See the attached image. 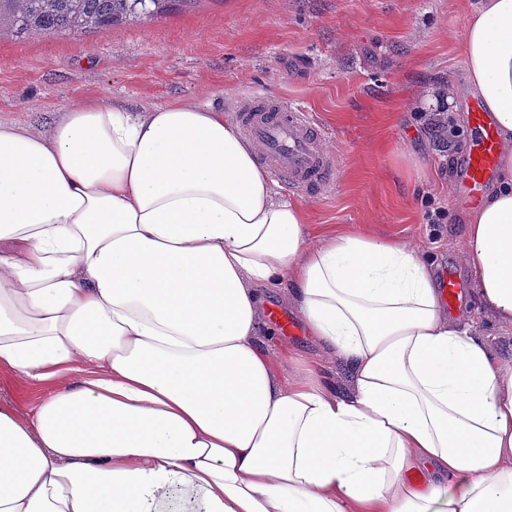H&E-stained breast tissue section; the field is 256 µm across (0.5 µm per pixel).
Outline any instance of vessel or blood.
<instances>
[{
  "instance_id": "vessel-or-blood-1",
  "label": "vessel or blood",
  "mask_w": 512,
  "mask_h": 512,
  "mask_svg": "<svg viewBox=\"0 0 512 512\" xmlns=\"http://www.w3.org/2000/svg\"><path fill=\"white\" fill-rule=\"evenodd\" d=\"M237 111L244 137L274 180L311 195L331 190L334 165L308 112L256 97L239 99ZM465 112L471 138L455 167L454 192L460 201L474 204L497 176L500 138L491 112L477 98L466 99ZM440 288L451 309L465 294L461 280L449 271L443 273Z\"/></svg>"
}]
</instances>
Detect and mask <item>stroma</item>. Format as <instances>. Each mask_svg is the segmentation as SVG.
I'll list each match as a JSON object with an SVG mask.
<instances>
[{
	"label": "stroma",
	"mask_w": 512,
	"mask_h": 512,
	"mask_svg": "<svg viewBox=\"0 0 512 512\" xmlns=\"http://www.w3.org/2000/svg\"><path fill=\"white\" fill-rule=\"evenodd\" d=\"M477 0H194L147 27L0 39V123L49 130L67 105L238 97L300 105L334 160L329 195L288 193L311 233L362 230L420 248L435 274L472 284L460 249L470 211L453 199L464 120L462 36ZM450 112L452 127L429 121ZM53 386L0 363V399L26 421Z\"/></svg>",
	"instance_id": "1"
}]
</instances>
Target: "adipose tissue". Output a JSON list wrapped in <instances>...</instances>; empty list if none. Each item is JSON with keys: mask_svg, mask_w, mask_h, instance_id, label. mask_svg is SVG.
<instances>
[{"mask_svg": "<svg viewBox=\"0 0 512 512\" xmlns=\"http://www.w3.org/2000/svg\"><path fill=\"white\" fill-rule=\"evenodd\" d=\"M466 80L499 178L460 246L481 313L512 324V0H481ZM346 365L282 377L265 288ZM97 377L20 421L0 402V512H512V358L449 316L412 244L310 238L237 125L193 103L86 100L0 123V361Z\"/></svg>", "mask_w": 512, "mask_h": 512, "instance_id": "ef3b65f1", "label": "adipose tissue"}]
</instances>
